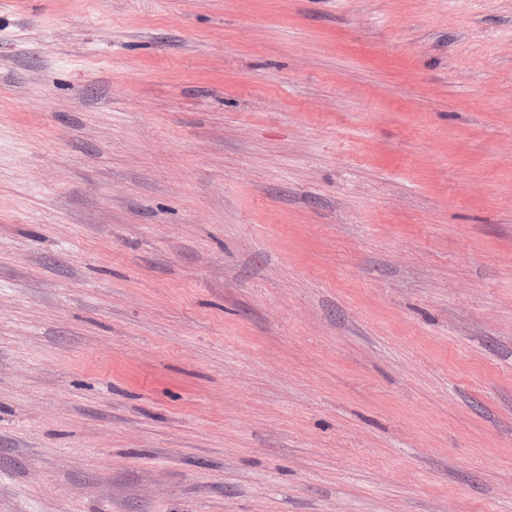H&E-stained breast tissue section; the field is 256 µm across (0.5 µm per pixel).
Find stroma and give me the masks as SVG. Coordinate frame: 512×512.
Returning <instances> with one entry per match:
<instances>
[{
	"instance_id": "1",
	"label": "stroma",
	"mask_w": 512,
	"mask_h": 512,
	"mask_svg": "<svg viewBox=\"0 0 512 512\" xmlns=\"http://www.w3.org/2000/svg\"><path fill=\"white\" fill-rule=\"evenodd\" d=\"M0 512H512V0H0Z\"/></svg>"
}]
</instances>
